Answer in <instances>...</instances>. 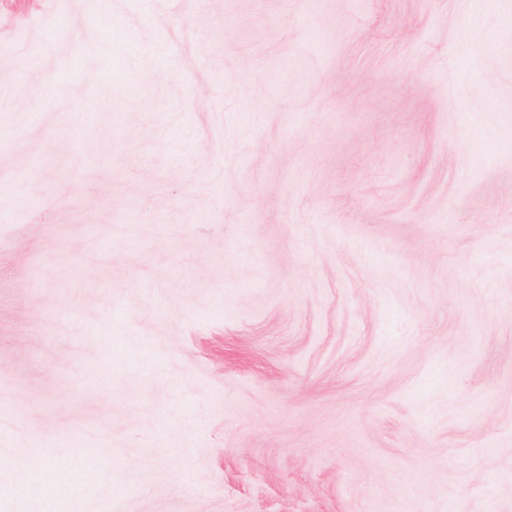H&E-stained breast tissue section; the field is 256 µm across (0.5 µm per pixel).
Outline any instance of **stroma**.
Here are the masks:
<instances>
[{"mask_svg":"<svg viewBox=\"0 0 512 512\" xmlns=\"http://www.w3.org/2000/svg\"><path fill=\"white\" fill-rule=\"evenodd\" d=\"M3 419L62 512H512V0H0Z\"/></svg>","mask_w":512,"mask_h":512,"instance_id":"obj_1","label":"stroma"}]
</instances>
